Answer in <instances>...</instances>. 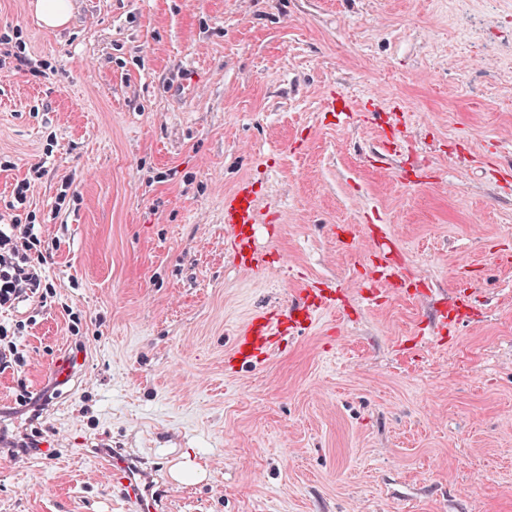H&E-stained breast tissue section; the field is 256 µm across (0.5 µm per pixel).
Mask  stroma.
Returning <instances> with one entry per match:
<instances>
[{"label":"stroma","mask_w":512,"mask_h":512,"mask_svg":"<svg viewBox=\"0 0 512 512\" xmlns=\"http://www.w3.org/2000/svg\"><path fill=\"white\" fill-rule=\"evenodd\" d=\"M34 2L0 0L38 67L0 70V215L30 178L53 297L0 316V434L56 452L0 453V512H124L101 448L166 512H512V0ZM244 180L262 270L224 238ZM306 286L334 308L234 359ZM37 13L48 28H58L66 24L72 14L71 0H38ZM283 321L276 315H263L251 319L237 336L233 357L253 359L271 342L270 337L282 334Z\"/></svg>","instance_id":"stroma-1"}]
</instances>
